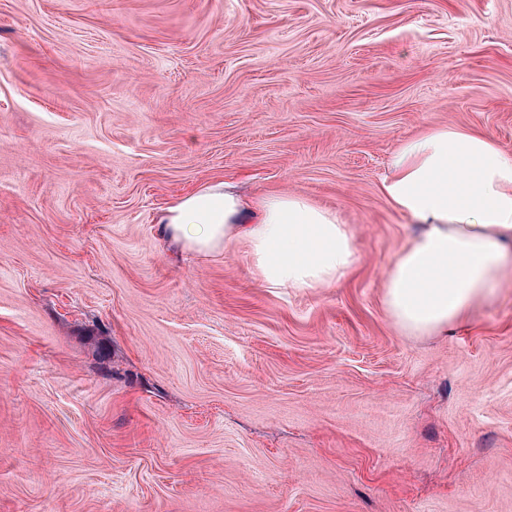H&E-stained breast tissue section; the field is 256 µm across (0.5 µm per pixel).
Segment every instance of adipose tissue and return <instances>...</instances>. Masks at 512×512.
Instances as JSON below:
<instances>
[{
	"mask_svg": "<svg viewBox=\"0 0 512 512\" xmlns=\"http://www.w3.org/2000/svg\"><path fill=\"white\" fill-rule=\"evenodd\" d=\"M381 190L417 227L385 267L383 304L406 332H447L512 277V157L490 135L422 130L391 154ZM157 227L180 259L245 243L255 275L273 289L329 285L358 260L335 211L299 193L249 199L227 181L176 199Z\"/></svg>",
	"mask_w": 512,
	"mask_h": 512,
	"instance_id": "1",
	"label": "adipose tissue"
}]
</instances>
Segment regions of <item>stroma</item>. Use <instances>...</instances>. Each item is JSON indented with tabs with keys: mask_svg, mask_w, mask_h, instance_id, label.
Wrapping results in <instances>:
<instances>
[{
	"mask_svg": "<svg viewBox=\"0 0 512 512\" xmlns=\"http://www.w3.org/2000/svg\"><path fill=\"white\" fill-rule=\"evenodd\" d=\"M426 126L512 155V0H0V512H512V285L444 336L383 305ZM216 180L336 211L356 265L173 260Z\"/></svg>",
	"mask_w": 512,
	"mask_h": 512,
	"instance_id": "obj_1",
	"label": "stroma"
}]
</instances>
